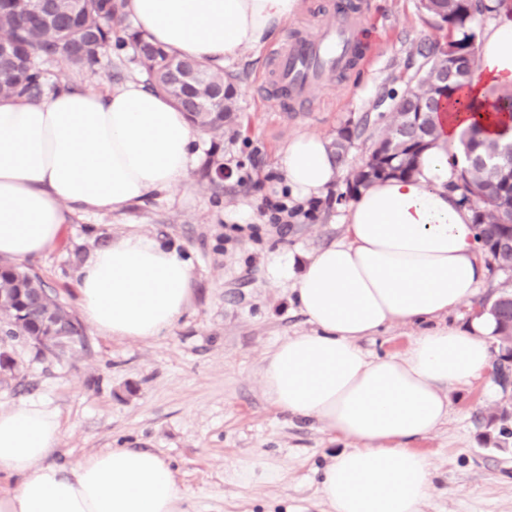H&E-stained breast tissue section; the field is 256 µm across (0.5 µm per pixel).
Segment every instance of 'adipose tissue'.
Here are the masks:
<instances>
[{
    "label": "adipose tissue",
    "instance_id": "1",
    "mask_svg": "<svg viewBox=\"0 0 512 512\" xmlns=\"http://www.w3.org/2000/svg\"><path fill=\"white\" fill-rule=\"evenodd\" d=\"M299 0H127L134 27L184 57L224 66L260 50ZM477 75L455 93L440 135L410 177L360 190L343 217L346 235L307 263L274 258L309 332L269 351L263 391L277 409L314 420L347 446L332 455L320 492L331 512H424L428 459L412 444L448 419V390L486 375L494 321L416 336L405 354L371 358L362 338L390 323L417 325L473 297L485 253L472 211L456 189L465 164L456 143L479 125L495 138L512 125L490 88L512 89V15L483 31ZM196 135L183 112L131 81L103 93L62 89L32 101L0 97V256L40 258L75 213L115 210L187 180ZM284 179L300 202L320 197L339 167L325 140H288ZM192 270L157 239L130 233L84 262L82 313L122 338L169 333L182 315ZM60 423L45 405L0 410V473L21 478L0 491V512H185L168 463L136 448H112L64 467L50 462Z\"/></svg>",
    "mask_w": 512,
    "mask_h": 512
}]
</instances>
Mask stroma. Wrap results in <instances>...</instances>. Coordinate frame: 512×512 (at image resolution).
I'll return each mask as SVG.
<instances>
[{
  "instance_id": "stroma-1",
  "label": "stroma",
  "mask_w": 512,
  "mask_h": 512,
  "mask_svg": "<svg viewBox=\"0 0 512 512\" xmlns=\"http://www.w3.org/2000/svg\"><path fill=\"white\" fill-rule=\"evenodd\" d=\"M357 3L365 55L314 90L313 111L284 112L275 100L257 99L253 87L268 70L269 52L245 51L230 66L238 76V125L220 138L199 134V162L186 184L114 212L73 216L60 242L28 262L76 315L80 268L112 238L152 236L192 266L188 304L168 335L119 339L89 326L62 352L0 336V409L39 402L57 412L52 462L141 448L170 465L187 512H330L319 493L322 470L345 443L272 406L261 368L280 340L310 329L271 257L304 260L340 239L345 186L335 183L309 216L285 224L271 223L265 201L288 191L281 152L296 134L331 141L348 123L367 120L344 163L348 171L361 166L391 119L377 100L405 89L417 49L447 35L419 0ZM43 69L48 95L62 87L108 93L141 78L129 48L91 69L53 62ZM211 157L216 167L204 169ZM502 397L491 373L449 390L447 423L415 443L433 474L425 512H512V446L485 417Z\"/></svg>"
}]
</instances>
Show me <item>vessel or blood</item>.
Segmentation results:
<instances>
[{
  "label": "vessel or blood",
  "instance_id": "b4317fda",
  "mask_svg": "<svg viewBox=\"0 0 512 512\" xmlns=\"http://www.w3.org/2000/svg\"><path fill=\"white\" fill-rule=\"evenodd\" d=\"M361 24L360 14L347 0H338L334 11L313 33L293 34L271 49L270 67L255 84L257 97L271 95L285 107L312 108L315 87L358 63Z\"/></svg>",
  "mask_w": 512,
  "mask_h": 512
}]
</instances>
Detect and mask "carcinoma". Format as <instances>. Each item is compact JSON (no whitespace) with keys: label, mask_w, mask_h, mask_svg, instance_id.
Segmentation results:
<instances>
[{"label":"carcinoma","mask_w":512,"mask_h":512,"mask_svg":"<svg viewBox=\"0 0 512 512\" xmlns=\"http://www.w3.org/2000/svg\"><path fill=\"white\" fill-rule=\"evenodd\" d=\"M506 0H420L419 8L435 15L448 27L453 45L463 53L477 40L475 19L492 13ZM131 47L133 60L144 74L147 89L165 95L188 120L201 130L223 135L238 112L235 75L202 59L179 57L126 22L125 0H0V97H37L42 90L44 59L72 67H92L112 48ZM443 55L435 53L427 71L414 76V84L397 94L399 103L392 121L374 142L377 166L363 164L347 180L352 196L373 182L389 177H409L420 155L436 138L434 116L418 125L411 113L430 101L433 111L449 101L471 81L476 62L460 57L443 72ZM366 125L341 128L336 137V158L343 163L352 142ZM460 146L467 165L456 186L461 200L471 206L476 238L482 243L493 268L504 275L497 290L481 300L476 314H488L496 323L500 371L512 361V138L483 136L474 125L461 135ZM78 319L52 297L41 278L22 267L0 264V327L7 336L29 340L51 335L53 328H74L83 335ZM487 420L499 425V433L512 437L508 403L493 408Z\"/></svg>","instance_id":"cac0c4a2"}]
</instances>
